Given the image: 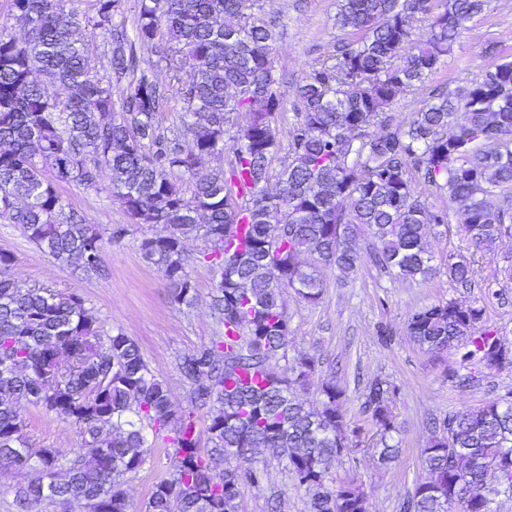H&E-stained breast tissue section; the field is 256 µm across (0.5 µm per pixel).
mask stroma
Segmentation results:
<instances>
[{"instance_id": "1", "label": "stroma", "mask_w": 512, "mask_h": 512, "mask_svg": "<svg viewBox=\"0 0 512 512\" xmlns=\"http://www.w3.org/2000/svg\"><path fill=\"white\" fill-rule=\"evenodd\" d=\"M260 5V18L271 22L275 31V65L285 99L278 124L285 134L295 121L296 84L312 65L333 55L337 42L356 40L357 35L337 28V0H260ZM507 60H512V0H488L437 72L401 93L388 108L392 126L410 121L435 86L455 90L481 80ZM415 189L430 207L447 211V223L430 227V249L442 267L451 259L471 261L474 276L468 287L457 286L443 271L424 282L402 281L364 262L346 278L323 269L324 288L317 303L301 301L289 289L283 296L288 356L276 363L275 370L284 376L291 358H315V371L303 390L304 398L314 405L320 400L322 380L335 374L345 391L341 410L353 429L352 449L337 461L327 482H353L364 492L369 512H401L402 502L423 478L419 457L429 441L432 420L463 408L482 407L512 389V367H465L455 351L426 352L406 334L411 312L452 300L481 308L483 318L476 331H493L512 351V235L502 236L490 248L474 249L447 197L420 182ZM59 191L105 238L107 273L88 277L74 267L57 264L31 243L18 225L0 221V250L14 257L16 285L24 290L49 286L78 293L85 308L97 317L102 333L120 330L131 336L150 367L166 379L172 404L188 408L190 386L182 379L178 363L185 354L224 334V326L212 310V272L205 259L208 242L195 234L185 238L186 270L196 287V299L190 306L176 305L160 274L143 260L139 250L140 241L152 234V226L133 223L121 201L108 191L67 184ZM452 370L465 371L470 384L453 386L448 379ZM375 378L385 379L394 390L391 409L400 453L386 466L374 464L370 457L376 427L362 406L363 388ZM20 413L32 447L55 449L63 462L71 457L80 441L74 424L32 406H21ZM170 464L166 448L157 446L138 471L124 476L122 488L129 512H145L154 487ZM272 498L280 499V512H308L304 488L275 460L268 461L258 486L244 490L238 512H268L267 502Z\"/></svg>"}]
</instances>
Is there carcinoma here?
Wrapping results in <instances>:
<instances>
[{
	"instance_id": "1",
	"label": "carcinoma",
	"mask_w": 512,
	"mask_h": 512,
	"mask_svg": "<svg viewBox=\"0 0 512 512\" xmlns=\"http://www.w3.org/2000/svg\"><path fill=\"white\" fill-rule=\"evenodd\" d=\"M96 2L94 27L111 39L106 81L88 61L91 33L59 0H12L25 34L0 31V220L20 225L56 262L103 276V238L67 209L59 186L96 191L108 170L110 192L136 223L160 228L139 250L171 302L190 306L196 295L184 237L196 233L209 243L224 336L180 359L191 409L178 411L134 339L102 335L76 293L16 287L13 256L1 250L0 464L32 475L17 507L28 512L51 500L127 512L122 478L151 451L149 428L153 442L173 449V462L146 512H234L245 488L263 479L256 466L262 455L286 463L309 512H367L353 483L326 484L349 451L343 388L333 377L322 380L321 407L314 408L294 388L314 359H293L292 380L273 370L287 358L283 291L318 301L321 269L348 275L363 262L357 240L364 231L373 239L374 265L403 279L435 276L427 225L448 223V212L430 209L415 192L416 179L448 195L475 249L512 233V61L453 93L435 89L404 127H390L385 112L437 71L486 0H339L336 26L360 37L304 77L289 162L274 176L284 98L273 31L250 13L254 0H136L130 30L122 0ZM417 17L428 22L421 40L412 38ZM138 44L168 60L166 74L140 66ZM114 84L122 87L118 106ZM173 97L190 134L184 141L161 132ZM239 112L253 117L239 124ZM224 153L227 168L197 176L203 158ZM181 178L194 181L188 198ZM304 254L313 263L303 264ZM447 272L462 286L474 274L465 261L448 263ZM482 316L450 300L416 310L406 333L430 353L457 347L463 364H511L512 351L500 350L494 333L471 332ZM241 372L260 373L265 384L240 383ZM391 394L381 379L363 393L377 427L372 457L381 465L399 454ZM20 400L78 427L80 445L66 468L55 449L31 448ZM195 409L208 413L207 455ZM490 454L512 455L510 389L435 426L420 455L425 478L403 512H450L462 483L471 495L458 512H494L483 487Z\"/></svg>"
}]
</instances>
